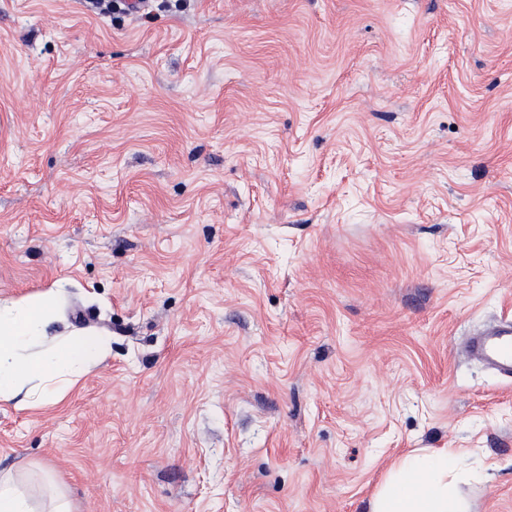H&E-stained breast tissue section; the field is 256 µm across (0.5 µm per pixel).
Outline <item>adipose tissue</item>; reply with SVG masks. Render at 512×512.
I'll return each instance as SVG.
<instances>
[{
	"label": "adipose tissue",
	"mask_w": 512,
	"mask_h": 512,
	"mask_svg": "<svg viewBox=\"0 0 512 512\" xmlns=\"http://www.w3.org/2000/svg\"><path fill=\"white\" fill-rule=\"evenodd\" d=\"M61 295L49 290L0 303V402L32 409L59 401L105 353L100 332L58 339L50 326ZM453 448H418L401 455L373 495L369 512H473L457 490L463 475Z\"/></svg>",
	"instance_id": "obj_1"
}]
</instances>
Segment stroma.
I'll return each mask as SVG.
<instances>
[{
  "label": "stroma",
  "instance_id": "stroma-1",
  "mask_svg": "<svg viewBox=\"0 0 512 512\" xmlns=\"http://www.w3.org/2000/svg\"><path fill=\"white\" fill-rule=\"evenodd\" d=\"M0 0V301L104 356L0 402L71 512H368L454 448L512 512V0ZM470 355L487 369L512 378V319L472 337L468 343Z\"/></svg>",
  "mask_w": 512,
  "mask_h": 512
}]
</instances>
